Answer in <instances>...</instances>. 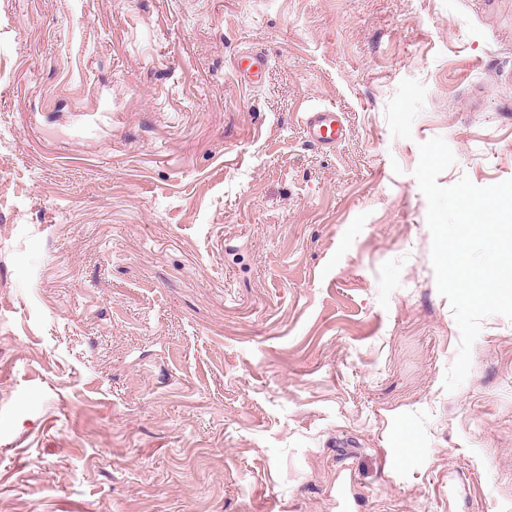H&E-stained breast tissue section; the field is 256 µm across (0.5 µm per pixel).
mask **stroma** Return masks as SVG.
Here are the masks:
<instances>
[{"label":"stroma","instance_id":"obj_1","mask_svg":"<svg viewBox=\"0 0 512 512\" xmlns=\"http://www.w3.org/2000/svg\"><path fill=\"white\" fill-rule=\"evenodd\" d=\"M434 137L512 179V0H0V512H512V320L443 387ZM268 59L261 53L241 55L236 61L235 72L245 82L254 84L266 70ZM307 141L321 149L335 148L347 135L340 112L335 107L316 108L305 113L303 119Z\"/></svg>","mask_w":512,"mask_h":512}]
</instances>
